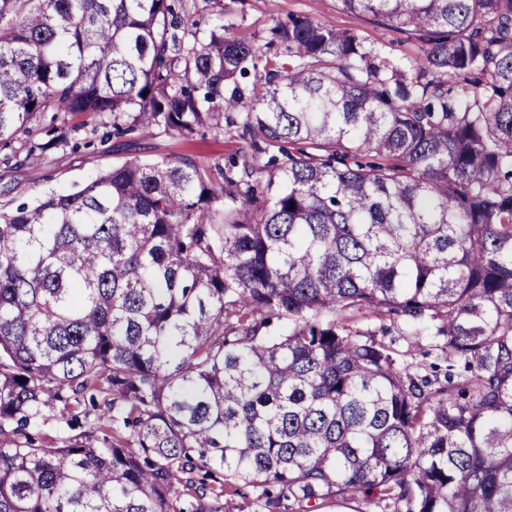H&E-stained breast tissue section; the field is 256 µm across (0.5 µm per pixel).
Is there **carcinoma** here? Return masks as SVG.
Listing matches in <instances>:
<instances>
[{
	"label": "carcinoma",
	"instance_id": "carcinoma-1",
	"mask_svg": "<svg viewBox=\"0 0 512 512\" xmlns=\"http://www.w3.org/2000/svg\"><path fill=\"white\" fill-rule=\"evenodd\" d=\"M205 3L0 0L4 168L245 143L0 203V512H512V0H336L422 32L406 63L305 16L271 58ZM88 392L112 441L29 435ZM74 139L87 138L92 145L81 152L51 150L34 162L5 172L0 168V201L9 199L26 200L29 203L42 194L44 190L56 188L68 191L74 184L82 185L95 177L100 169L112 164L116 155L115 146L126 140H139L149 148L140 150L138 146L128 147V151L118 156L130 158L135 155L153 157L191 156L203 160L210 165L219 164L224 167V158L235 153L244 141L234 132L218 134L207 132L204 137L198 135L192 141H185L174 135H142L140 132L129 137L116 140L103 138L99 134H91L89 129L72 132ZM221 503H224L223 512H358V510L367 509L366 505L360 500L338 503L335 500H329L318 506L317 502L315 503L314 501L307 504L306 502L295 501L293 498L288 499V497L281 499L272 508L258 509L253 504L251 497L244 498L228 494L224 495ZM316 505L318 507L311 508Z\"/></svg>",
	"mask_w": 512,
	"mask_h": 512
}]
</instances>
